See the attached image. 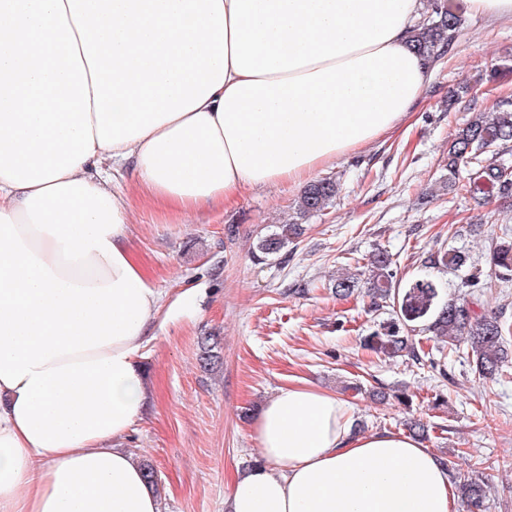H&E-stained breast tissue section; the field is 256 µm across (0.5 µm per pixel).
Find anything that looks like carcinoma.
<instances>
[{
    "mask_svg": "<svg viewBox=\"0 0 512 512\" xmlns=\"http://www.w3.org/2000/svg\"><path fill=\"white\" fill-rule=\"evenodd\" d=\"M460 19L445 0L431 5V17L418 22L412 32L413 47L423 57L435 59L445 53L454 39ZM512 142V107L498 106L487 116L477 113L458 128L448 145V186L462 191L478 202L490 197H512V166L486 154ZM471 171L475 178L462 179ZM336 180L326 177L308 184L302 191L298 207L303 216L317 213L338 195ZM299 224H279L261 236L257 250L267 258L279 254L301 234ZM392 255L381 248L371 252L368 263L355 261L354 269H346L333 282L338 297L351 296L359 283L366 284L370 311L391 309L389 318L376 325L363 338V346L389 355L403 356L413 365L435 366L434 355L424 350L410 333L430 332L441 341L454 345L463 339L468 344L467 356L473 369L484 378L507 377L512 365L507 337L512 335L504 309L489 311L478 304V289L492 280L508 282L512 278V230L491 239L490 258L484 268L477 266L469 253L459 247L439 248L420 259L419 272L405 280L397 277ZM451 272L457 287L465 293L451 296L448 283L439 277ZM219 359L218 341L212 336L200 337V366L210 370ZM465 512H481L484 508L485 484L470 479L460 485Z\"/></svg>",
    "mask_w": 512,
    "mask_h": 512,
    "instance_id": "cac0c4a2",
    "label": "carcinoma"
}]
</instances>
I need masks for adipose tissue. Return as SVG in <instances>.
<instances>
[{"instance_id": "adipose-tissue-1", "label": "adipose tissue", "mask_w": 512, "mask_h": 512, "mask_svg": "<svg viewBox=\"0 0 512 512\" xmlns=\"http://www.w3.org/2000/svg\"><path fill=\"white\" fill-rule=\"evenodd\" d=\"M423 0H0V512H161L121 439L160 295L127 247L145 203L191 217L307 182L393 129L430 81ZM282 388L227 512H456L441 459L356 436Z\"/></svg>"}]
</instances>
